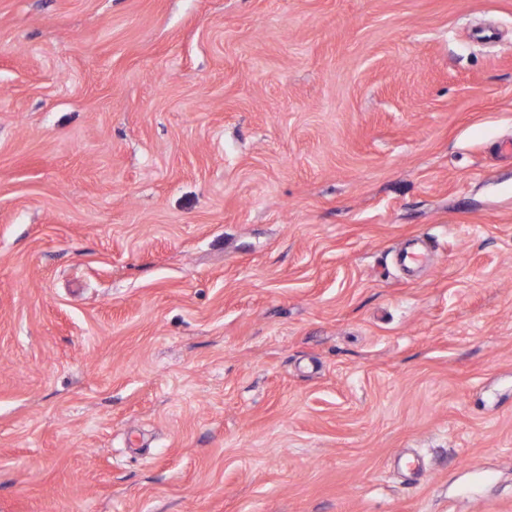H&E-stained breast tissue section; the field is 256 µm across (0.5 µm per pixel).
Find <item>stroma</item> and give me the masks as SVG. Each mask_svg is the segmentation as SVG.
<instances>
[{
    "instance_id": "1",
    "label": "stroma",
    "mask_w": 512,
    "mask_h": 512,
    "mask_svg": "<svg viewBox=\"0 0 512 512\" xmlns=\"http://www.w3.org/2000/svg\"><path fill=\"white\" fill-rule=\"evenodd\" d=\"M508 137L512 0H0V512H512Z\"/></svg>"
}]
</instances>
